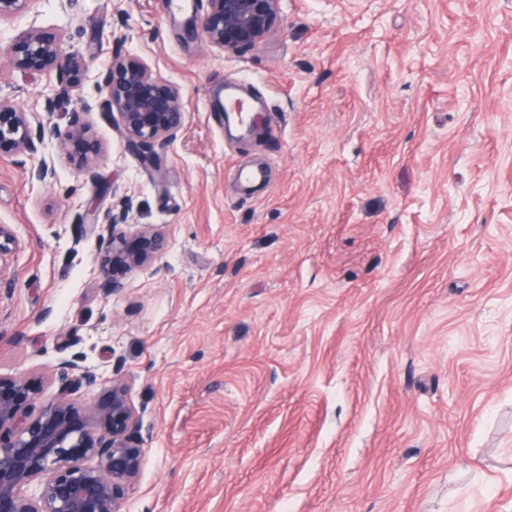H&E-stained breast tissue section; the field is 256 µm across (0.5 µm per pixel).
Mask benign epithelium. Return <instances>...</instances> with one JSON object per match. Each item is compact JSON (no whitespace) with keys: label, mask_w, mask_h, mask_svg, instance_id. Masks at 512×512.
<instances>
[{"label":"benign epithelium","mask_w":512,"mask_h":512,"mask_svg":"<svg viewBox=\"0 0 512 512\" xmlns=\"http://www.w3.org/2000/svg\"><path fill=\"white\" fill-rule=\"evenodd\" d=\"M39 0H0V21L22 16ZM200 32L209 46L243 52L256 46L274 28L281 0H208ZM12 68L24 73L56 76L70 88L89 79L83 55L71 48L59 29L29 28L5 49ZM103 112L118 115L119 130L128 147L140 152L177 138L184 125L180 89L160 77L138 55H117L105 76ZM60 96L44 94V112H25L0 96V148L29 157V179L43 183L52 172L46 149H67L75 141L86 152L98 151L89 138L85 112L69 113L60 129L50 117ZM126 218L106 216L99 271L100 292L107 297L121 288V278L154 262L167 248L157 229L138 232L139 246L127 247L119 229ZM57 394L33 415L24 404L39 394L25 377L0 375V512H122L123 500L135 489L144 453L137 437L138 418L128 399V386L109 377L101 399L82 407L74 395L90 387L97 376L69 364L55 377Z\"/></svg>","instance_id":"7a95c632"}]
</instances>
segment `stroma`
Here are the masks:
<instances>
[{"label":"stroma","instance_id":"stroma-1","mask_svg":"<svg viewBox=\"0 0 512 512\" xmlns=\"http://www.w3.org/2000/svg\"><path fill=\"white\" fill-rule=\"evenodd\" d=\"M168 0H40L91 77L98 155L0 153V374L119 372L144 463L126 512H512V0H281L253 49L188 35ZM178 85L149 154L100 110L116 55ZM48 80L0 69L43 108ZM257 104L224 136L208 93ZM265 185L239 192L238 170ZM164 254L98 291L106 214Z\"/></svg>","mask_w":512,"mask_h":512}]
</instances>
